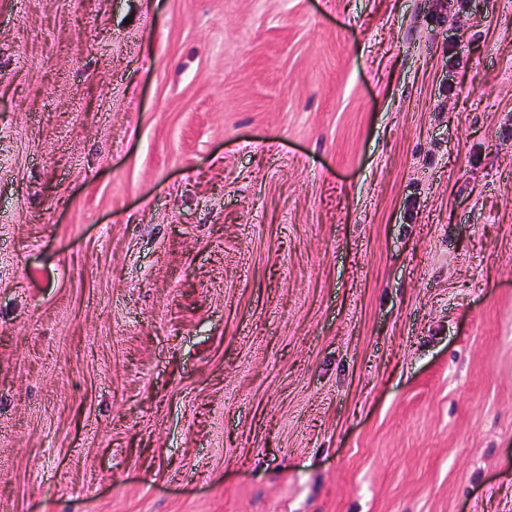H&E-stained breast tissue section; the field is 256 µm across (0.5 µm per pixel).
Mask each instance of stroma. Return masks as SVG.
Returning <instances> with one entry per match:
<instances>
[{
    "instance_id": "35a3bbf8",
    "label": "stroma",
    "mask_w": 512,
    "mask_h": 512,
    "mask_svg": "<svg viewBox=\"0 0 512 512\" xmlns=\"http://www.w3.org/2000/svg\"><path fill=\"white\" fill-rule=\"evenodd\" d=\"M0 512H512V0H0Z\"/></svg>"
}]
</instances>
